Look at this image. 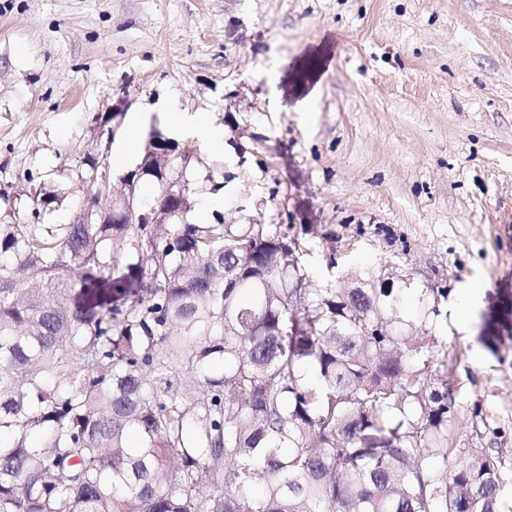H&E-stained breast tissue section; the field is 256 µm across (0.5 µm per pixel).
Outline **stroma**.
<instances>
[{
  "instance_id": "1",
  "label": "stroma",
  "mask_w": 512,
  "mask_h": 512,
  "mask_svg": "<svg viewBox=\"0 0 512 512\" xmlns=\"http://www.w3.org/2000/svg\"><path fill=\"white\" fill-rule=\"evenodd\" d=\"M120 97L115 147L127 112L151 115L140 140L164 130L162 100L223 127L192 182H223L226 223L309 229L307 287L385 268L412 283L410 314L418 289H447L429 332L455 378L448 435L512 466V351L477 340L487 315L512 334V0H0V224L39 188L66 197L45 223L73 222Z\"/></svg>"
}]
</instances>
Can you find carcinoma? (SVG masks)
<instances>
[{
    "label": "carcinoma",
    "instance_id": "carcinoma-1",
    "mask_svg": "<svg viewBox=\"0 0 512 512\" xmlns=\"http://www.w3.org/2000/svg\"><path fill=\"white\" fill-rule=\"evenodd\" d=\"M106 195L0 224V512H506L512 468L448 438L445 289L408 320L384 270L310 289L296 236L130 224ZM479 340L501 357L491 320Z\"/></svg>",
    "mask_w": 512,
    "mask_h": 512
}]
</instances>
